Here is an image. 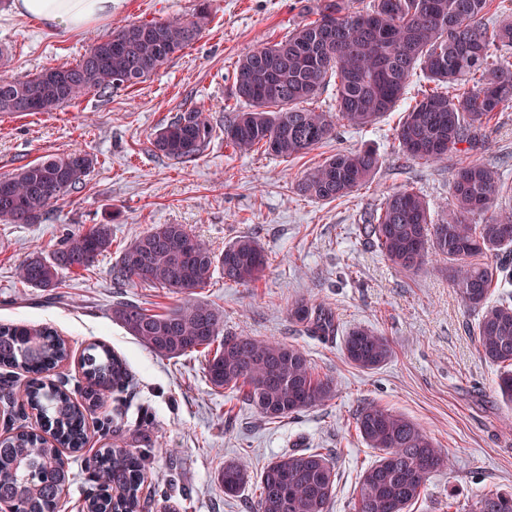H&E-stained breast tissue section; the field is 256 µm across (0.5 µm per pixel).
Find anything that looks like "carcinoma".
<instances>
[{"mask_svg": "<svg viewBox=\"0 0 512 512\" xmlns=\"http://www.w3.org/2000/svg\"><path fill=\"white\" fill-rule=\"evenodd\" d=\"M505 0H371L364 10L351 0H318L317 18L271 45L242 55L234 69L233 95L242 107L224 121V141L239 154L259 148L279 158L304 154L336 135L339 126L366 128L392 111L415 69L434 88L409 106L394 130L408 159L441 162L477 148L485 127L512 103V64L498 56L512 48V12ZM501 12L486 22L491 9ZM208 17L202 6L191 18L130 22L84 52L74 64L60 63L24 78L0 75V114L18 113L16 100L29 98L31 113L54 112L89 93L105 95L132 87L192 45ZM336 78V111L304 107ZM212 127L203 113L188 109L159 128L156 152L188 162L206 148ZM466 148H461V145ZM88 153L49 155L0 177V221L41 224L59 200L79 188L95 168ZM380 156L373 149L340 151L311 169L298 183L303 195L321 202L350 196L374 178ZM512 193L500 172L479 160L456 168L448 211L433 220L426 200L404 188L384 197L367 214L363 233L396 268L415 272L432 256L448 260V282L477 316L472 327L480 354L506 370L496 388L512 403V271L499 262L512 254V212L498 201ZM112 247V228L94 224L70 233L51 258L22 261L19 281L44 290L58 286L59 270H87ZM267 257L258 241L240 235L217 254L183 224H157L128 243L113 267L116 285L139 283L191 296L216 271L235 284H254ZM289 318L318 336L338 331L333 312L298 300ZM112 319L150 352L168 359L219 343L205 374L215 391H231L266 420L298 415L323 405L333 380L315 373L305 352L293 344L223 334L224 312L204 301H188L162 313L119 302ZM345 358L362 370L383 367L393 355L384 334L356 327L343 338ZM64 339L50 326L0 325V367L30 374L23 389L9 388L36 411L49 441L28 430L0 439V501L16 512H56L69 471L61 449L86 442L87 412L105 392L131 382L127 364L105 344H93L81 359L85 404H79L43 373L66 360ZM356 434L379 451L361 474L354 512H407L430 479L448 467L433 438L402 413L373 403L354 414ZM98 491L86 498L88 512H142L145 455L129 448H101L89 464ZM255 481L253 512H328L336 489L331 455L303 448L272 460L257 477L240 461L224 463L219 483L236 497ZM475 512H512V492L489 491Z\"/></svg>", "mask_w": 512, "mask_h": 512, "instance_id": "obj_1", "label": "carcinoma"}]
</instances>
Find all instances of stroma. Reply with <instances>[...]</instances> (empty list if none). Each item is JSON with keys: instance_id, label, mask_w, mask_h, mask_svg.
<instances>
[{"instance_id": "1", "label": "stroma", "mask_w": 512, "mask_h": 512, "mask_svg": "<svg viewBox=\"0 0 512 512\" xmlns=\"http://www.w3.org/2000/svg\"><path fill=\"white\" fill-rule=\"evenodd\" d=\"M316 0H210V22L199 39L143 83L89 94L76 103L34 115L0 118V177L51 154L85 151L97 159L79 189L60 200L40 224L0 223V324H48L71 357L54 371L69 391L82 384L80 357L100 341L124 358L132 382L101 396L88 416V442L70 458V484L56 512H82L90 490L86 464L108 445L152 449V482L166 498L147 495L143 512H252L253 489L226 497L218 482L225 461L245 463L251 474L298 448L330 451L337 472L329 512H354L362 469L378 452L357 437L353 414L371 402L404 413L424 428L450 459L409 512H469L489 491H512V408L500 400L499 368L480 358L468 332L472 313L432 259L420 271L392 266L360 232L365 211L410 187L432 210L451 201V173L480 159L512 181V104L486 130L477 151L438 163L403 158L392 139L409 105L429 84L410 78L392 112L369 128H339L308 153L282 159L261 151L238 155L224 144V120L237 103L233 71L245 52L280 40L311 21ZM198 0H119L111 18L62 32L19 16L0 0V49L17 78L59 63L76 62L86 48L128 21L191 16ZM198 109L213 127L195 160L153 152L151 135L178 113ZM371 148L381 156L373 180L351 196L322 203L302 196L305 172L339 151ZM112 226V250L89 270L61 271L51 290L19 282L16 268L33 255L50 256L68 232ZM158 224H183L217 252L242 234L257 238L267 255L258 282L244 287L214 275L199 300L224 312V330L237 336L278 339L300 347L319 374L336 386L333 399L295 417L267 422L251 406L211 390L205 358L195 353L166 359L146 350L112 319L120 301L157 312L182 304L164 288L112 285L121 247ZM298 299L328 306L340 334L323 341L292 322ZM369 326L388 336L394 355L382 368L361 370L342 351V333Z\"/></svg>"}]
</instances>
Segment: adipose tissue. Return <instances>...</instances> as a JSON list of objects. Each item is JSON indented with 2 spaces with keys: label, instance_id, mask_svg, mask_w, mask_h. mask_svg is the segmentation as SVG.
I'll list each match as a JSON object with an SVG mask.
<instances>
[{
  "label": "adipose tissue",
  "instance_id": "adipose-tissue-1",
  "mask_svg": "<svg viewBox=\"0 0 512 512\" xmlns=\"http://www.w3.org/2000/svg\"><path fill=\"white\" fill-rule=\"evenodd\" d=\"M116 0H13L16 13L31 16L48 27L83 29L110 18Z\"/></svg>",
  "mask_w": 512,
  "mask_h": 512
}]
</instances>
